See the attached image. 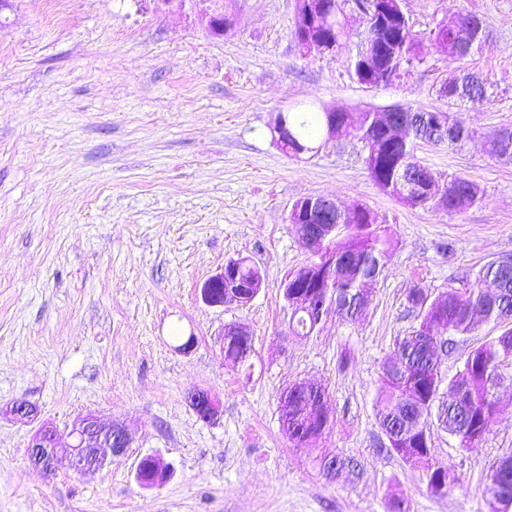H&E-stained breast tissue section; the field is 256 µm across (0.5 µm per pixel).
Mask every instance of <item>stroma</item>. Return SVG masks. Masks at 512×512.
Listing matches in <instances>:
<instances>
[{
	"mask_svg": "<svg viewBox=\"0 0 512 512\" xmlns=\"http://www.w3.org/2000/svg\"><path fill=\"white\" fill-rule=\"evenodd\" d=\"M402 8L419 37L459 11L486 39L459 62L429 51L375 87L354 74V44L302 55L295 0H12L0 11V512H388L394 497L408 512H490L486 478L512 449V403L468 453L431 428V461L461 477L445 496L390 450L374 403L396 340L419 323L409 290L435 299L512 258V160L485 144L512 129V0ZM216 10L237 18L220 37L202 21ZM466 73L486 101L442 95ZM396 106L463 121L465 145L419 140L414 154L440 182L479 184L482 201L461 214L412 207L374 183L360 139L297 159L273 132L281 112ZM320 195L370 209L394 244L355 321L331 316L298 336L284 283L312 251L288 216ZM243 257L260 269L258 296L206 305L204 282ZM231 323L253 333L241 365L222 355ZM503 330L491 321L455 337L443 376ZM303 381L325 387L332 420L307 449L278 414L280 393ZM193 390L218 401L216 420L195 414ZM18 401L35 421L5 415ZM88 414L125 427L129 448L81 474L30 462L39 424L64 435ZM151 454L168 477L146 489L136 471ZM336 455L349 465L331 481L318 460Z\"/></svg>",
	"mask_w": 512,
	"mask_h": 512,
	"instance_id": "obj_1",
	"label": "stroma"
}]
</instances>
